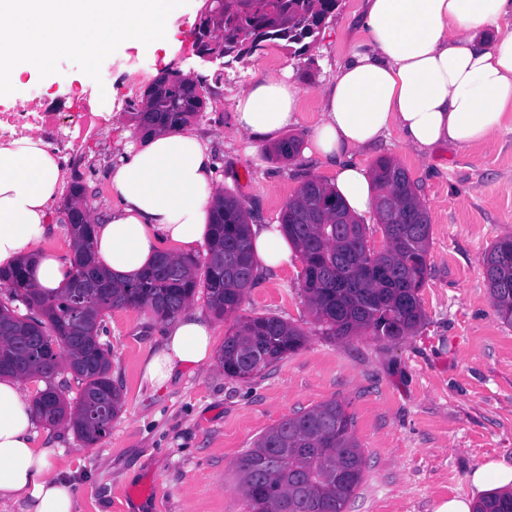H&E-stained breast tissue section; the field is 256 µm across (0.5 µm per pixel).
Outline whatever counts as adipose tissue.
<instances>
[{
    "label": "adipose tissue",
    "instance_id": "ef3b65f1",
    "mask_svg": "<svg viewBox=\"0 0 512 512\" xmlns=\"http://www.w3.org/2000/svg\"><path fill=\"white\" fill-rule=\"evenodd\" d=\"M364 41L338 68L306 148L333 173L332 185L354 215L378 193L354 162L391 132L426 152L464 149L512 124V0H365ZM300 90L283 78L252 82L234 98V119L249 153L295 124ZM118 208L93 215L97 261L119 281L135 279L163 244L191 252L209 230L217 191L215 162L193 130L160 132L130 145L108 174ZM67 173L37 136L0 146V267L27 263L37 288L64 287L71 265L45 251L52 207ZM254 254L264 267L287 263V239L276 227L253 226ZM213 336L197 316L176 318L142 377L163 387L209 364ZM34 414L21 380L0 378V504L25 512H74L75 485L55 471L53 449L35 445ZM471 491L434 512H473L478 498L512 491V463L491 460L469 476Z\"/></svg>",
    "mask_w": 512,
    "mask_h": 512
}]
</instances>
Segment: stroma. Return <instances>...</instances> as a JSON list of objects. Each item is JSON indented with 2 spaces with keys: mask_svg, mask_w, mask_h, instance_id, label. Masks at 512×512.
Listing matches in <instances>:
<instances>
[{
  "mask_svg": "<svg viewBox=\"0 0 512 512\" xmlns=\"http://www.w3.org/2000/svg\"><path fill=\"white\" fill-rule=\"evenodd\" d=\"M204 3L194 0L173 17L167 40L123 44L107 57L112 82L99 108L110 122L89 140L91 162L80 180L92 213L117 204L106 172L139 134L134 104L165 70L203 72L205 106L191 127L213 152L220 191L242 200L256 222L279 223L302 182L329 180L303 153L291 161L264 149L245 155L230 99L253 81L289 73L301 96L287 132L308 141L324 89L362 41L364 0H339L304 54L267 41L226 69L203 61L182 36L195 28ZM382 157L406 169L431 224L417 330L393 342L322 336L293 255L279 269L258 268L237 314L274 315L301 328L299 350L247 381L227 377L214 360L157 389L141 368L162 344L166 322L145 309L109 311L102 340L122 393L109 432L87 445L70 429L35 426L37 446L53 448L54 467L75 483L74 512H246L234 473L240 456L282 419L332 399L352 416L367 461L347 512H434L469 492L477 465L512 462V324L500 318L482 266L491 246L512 235V127L482 145L426 153L394 132L356 155L368 168Z\"/></svg>",
  "mask_w": 512,
  "mask_h": 512,
  "instance_id": "stroma-1",
  "label": "stroma"
}]
</instances>
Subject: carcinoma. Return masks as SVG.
<instances>
[{"label":"carcinoma","instance_id":"cac0c4a2","mask_svg":"<svg viewBox=\"0 0 512 512\" xmlns=\"http://www.w3.org/2000/svg\"><path fill=\"white\" fill-rule=\"evenodd\" d=\"M336 0H207L215 48L196 40L200 55L217 52L224 64L280 40L300 55L332 13ZM203 85L178 72H163L148 85L134 113L144 133L177 131L204 107ZM299 141L286 136L273 147L278 160H291ZM382 196L395 210L377 217L388 248L367 245L366 225L350 216L326 183L309 178L281 214L280 229L302 260V291L322 334L346 338L369 330L394 341L407 335L422 318L418 296L427 272L430 222L403 167L389 158L373 169ZM354 226L342 235L336 214ZM254 215L234 194L217 198L210 237L201 257L163 252L133 281L112 283L92 255L94 225L73 223L71 284L54 296L34 288L26 268L0 269V284L9 301L27 314L0 303V375L46 380L56 392L48 409L37 395L39 420L65 424L92 445L110 430L121 408L122 394L112 383L110 354L99 341L104 313L114 308L148 309L161 320L184 312L196 293L218 318L237 312L247 287L257 278L249 223ZM484 275L501 318L512 324V236L498 239L486 252ZM304 332L276 316L236 318L224 337L218 359L224 373L247 381L262 368L300 349ZM66 364L81 382L76 404L56 391L52 379ZM352 418L336 401L288 417L267 430L238 462L237 482L248 512H277L286 499L291 512H346L362 482L366 459L355 439ZM476 512H512V493L489 496Z\"/></svg>","mask_w":512,"mask_h":512}]
</instances>
